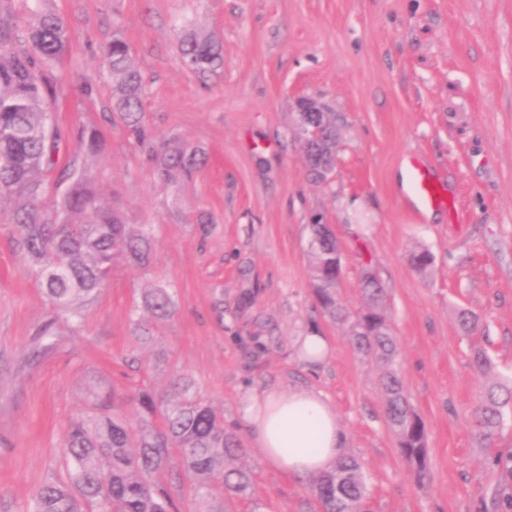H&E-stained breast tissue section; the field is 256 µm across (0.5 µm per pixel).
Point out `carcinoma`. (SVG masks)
I'll return each instance as SVG.
<instances>
[{"label":"carcinoma","instance_id":"cac0c4a2","mask_svg":"<svg viewBox=\"0 0 512 512\" xmlns=\"http://www.w3.org/2000/svg\"><path fill=\"white\" fill-rule=\"evenodd\" d=\"M69 28L52 12L34 10L19 38L10 14H0V198L13 201L14 243L29 261L46 300L76 327L84 310L101 296L122 264L147 269L154 250L153 229L129 224L124 214L92 185L77 166L64 164L61 148L74 140L87 155L101 148L94 131L62 133L51 103L61 78L57 63L65 52ZM184 63L205 73L218 66L220 52L212 37L185 31L180 39ZM112 81V101L103 120L118 123L150 158L155 178L177 196L205 164L203 148L176 134L160 136L143 110L145 80L139 62L119 36L102 51L97 76ZM322 139L303 136L304 149L317 162L335 163L336 129L331 113L313 118ZM308 252L317 301L333 321L352 320L358 349L386 367L382 385L385 415L397 432L401 455L418 477L426 475V430L409 403L404 383L393 368L398 344L381 311L384 291L377 279L363 276L365 307L353 315L336 300L338 246L329 225H310ZM175 290L158 282L144 290L134 311L157 320L171 318ZM142 344L154 341L153 326L132 320ZM170 385L171 398L148 386L126 398L127 413L111 409V395L93 388L89 411L79 414L64 436L68 478L38 488L28 512H181L168 485L159 476L178 469L191 487V512H224V500L246 497L252 487L247 468L228 462L245 454L240 440L224 429L223 414L183 373ZM489 386L472 412L476 425L491 437L503 426L497 391ZM319 512H365L368 490L363 467L343 456L330 469L309 480Z\"/></svg>","mask_w":512,"mask_h":512}]
</instances>
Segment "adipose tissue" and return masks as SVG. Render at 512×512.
Wrapping results in <instances>:
<instances>
[{"instance_id":"adipose-tissue-1","label":"adipose tissue","mask_w":512,"mask_h":512,"mask_svg":"<svg viewBox=\"0 0 512 512\" xmlns=\"http://www.w3.org/2000/svg\"><path fill=\"white\" fill-rule=\"evenodd\" d=\"M240 424L269 463L295 478L324 471L347 453V436L334 408L307 388L247 395Z\"/></svg>"}]
</instances>
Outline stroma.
<instances>
[{
    "instance_id": "1",
    "label": "stroma",
    "mask_w": 512,
    "mask_h": 512,
    "mask_svg": "<svg viewBox=\"0 0 512 512\" xmlns=\"http://www.w3.org/2000/svg\"><path fill=\"white\" fill-rule=\"evenodd\" d=\"M67 23L66 76L53 104L61 128H97L104 147L87 159L95 187L132 224L151 225L149 269L122 266L79 332L56 326L59 347L31 357L51 309L12 243V205L0 200V512H26L33 492L65 474L71 416L90 387L123 396L142 379L168 396L190 375L241 434L246 393L303 386L323 392L363 465L371 512H512V405L483 436L471 412L486 387L512 384V0H44ZM213 36L214 71L187 67L181 31ZM122 36L147 80L146 118L161 134L202 146L208 165L172 198L123 129L102 121L107 79L80 85ZM336 125L327 180L303 166L299 101ZM447 182L459 214L415 217L401 181L409 155ZM213 222L201 235L195 218ZM320 215L336 236L338 302L362 307L372 272L400 353L396 367L427 432L428 480L417 481L388 425L385 368L354 345L349 325L321 314L308 253ZM432 264L415 268L416 252ZM178 306L140 345L130 309L154 281ZM480 320L473 335L461 311ZM329 342L307 363L301 336ZM486 351L477 372L473 348ZM240 466L252 494L226 512H318L305 480L277 470L251 441Z\"/></svg>"
}]
</instances>
